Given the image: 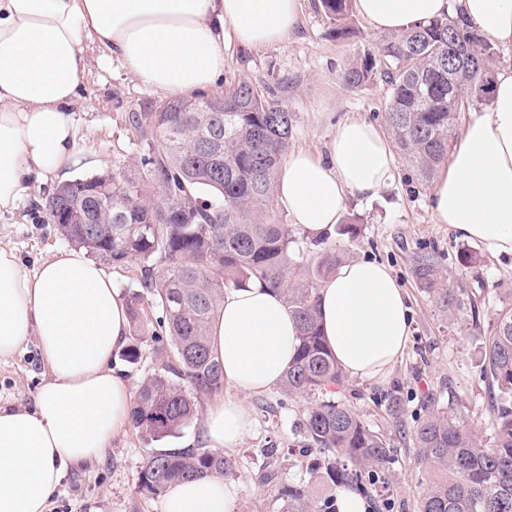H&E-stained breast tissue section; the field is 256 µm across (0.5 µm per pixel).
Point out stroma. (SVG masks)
<instances>
[{
    "label": "stroma",
    "mask_w": 512,
    "mask_h": 512,
    "mask_svg": "<svg viewBox=\"0 0 512 512\" xmlns=\"http://www.w3.org/2000/svg\"><path fill=\"white\" fill-rule=\"evenodd\" d=\"M351 26L349 38H334L320 0H300L298 26L285 43L250 49L225 42L224 80L214 90L222 92L224 81L231 79L270 88L293 118L289 149L326 155L339 121H384L389 95L385 82L374 80L349 89L338 80L340 69L360 61L381 37L360 16H353ZM99 55L96 49L90 53L92 64L75 105L78 133L83 145L100 155L102 170L135 176L141 170L142 148L128 116L163 102L164 97L121 61H113L108 70L99 68ZM395 166L394 181L377 197L348 201L345 220L357 226L356 236L335 233L331 241L345 258L371 257L391 268L408 298L409 341L384 379L345 380L339 397L391 440L393 461L381 474L387 512H416L425 472L416 462L411 425L424 415L426 401L433 397L444 403L456 397L467 406L476 431L487 429L491 402L482 347L496 313L512 308V255H490L478 242L435 223L429 209L430 185L422 184L403 157H396ZM55 186L52 180L42 183L16 211L0 215V246L12 249L30 271L67 246L41 208L43 197ZM423 246L440 253L450 281L470 286L477 309L466 308L452 317L439 310L413 273V259ZM467 251L475 257L469 265L460 261ZM48 377L36 340H29L11 359L0 362V404L32 405ZM395 390L403 402L397 420L389 416L386 400ZM245 402L253 416V430L228 452L238 463L233 479L243 487L237 512H270L274 491L256 479L266 461L264 450L274 446L282 451L284 478L309 479L299 421L310 398L291 396L277 387L248 396ZM187 444L204 447L202 419L157 445L180 448ZM157 445L126 427L99 460L69 472L50 503V512H162V497L139 489L143 463Z\"/></svg>",
    "instance_id": "35a3bbf8"
}]
</instances>
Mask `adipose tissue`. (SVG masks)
I'll list each match as a JSON object with an SVG mask.
<instances>
[{
    "instance_id": "obj_1",
    "label": "adipose tissue",
    "mask_w": 512,
    "mask_h": 512,
    "mask_svg": "<svg viewBox=\"0 0 512 512\" xmlns=\"http://www.w3.org/2000/svg\"><path fill=\"white\" fill-rule=\"evenodd\" d=\"M375 30L463 14L507 58L490 107L474 116L432 182L436 223L512 254V0H355ZM299 0H0V214L33 181L99 162L78 141L73 107L98 46L168 97L211 86L224 70V37L267 47L297 25ZM396 175L391 143L364 119L336 127L327 157L307 150L282 161L277 196L311 238L330 233L349 199H372ZM325 340L351 379L385 376L410 336L407 296L374 259L342 264L321 285ZM127 309L107 271L82 250H61L27 271L0 247V361L37 336L50 377L33 406L0 404V512H47L70 468L100 457L128 424L133 396L112 361L128 335ZM233 397L208 406L210 448L235 447L251 431L243 400L277 387L298 344L281 293L259 283L228 288L209 328ZM241 486L219 476L172 485L162 512H236Z\"/></svg>"
}]
</instances>
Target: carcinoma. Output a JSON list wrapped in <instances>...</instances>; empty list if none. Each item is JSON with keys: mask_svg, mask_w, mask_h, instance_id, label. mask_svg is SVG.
I'll list each match as a JSON object with an SVG mask.
<instances>
[{"mask_svg": "<svg viewBox=\"0 0 512 512\" xmlns=\"http://www.w3.org/2000/svg\"><path fill=\"white\" fill-rule=\"evenodd\" d=\"M336 38L349 34L352 0H321ZM459 52L478 68L457 71L448 84V62ZM491 44L462 20L419 22L382 38L359 63L338 74L348 88L380 79L389 86L384 122L396 148L422 180L448 160L458 115L491 98ZM143 148L142 173L121 172L61 183L42 209L67 242L115 267L141 260V290L127 300L137 336L166 338L172 354L138 384L130 423L146 441L174 437L198 415L202 397L224 387L208 326L224 288L257 280L280 289L298 325V347L281 384L306 394L301 430L334 484L370 495L392 460L390 439L352 406L336 398L344 375L320 332L316 297L323 279L342 263L329 244L312 255L299 248L287 224L272 219L278 207L276 178L287 154L292 116L273 92L234 80L210 97L171 98L129 117ZM162 192L150 197L152 185ZM414 274L449 317L465 308L464 285L448 283L439 256L422 251ZM162 308L148 319L143 304ZM158 329L150 330V323ZM483 374L495 403L492 437L480 441L459 400L433 404L411 432L418 463L432 477L417 512H512V309L497 313L485 349ZM259 482L276 489L274 512H336L335 500L318 499L311 484L286 481L275 457ZM236 462L218 450L157 449L145 459L139 488L160 496L175 480L232 475Z\"/></svg>", "mask_w": 512, "mask_h": 512, "instance_id": "1", "label": "carcinoma"}]
</instances>
